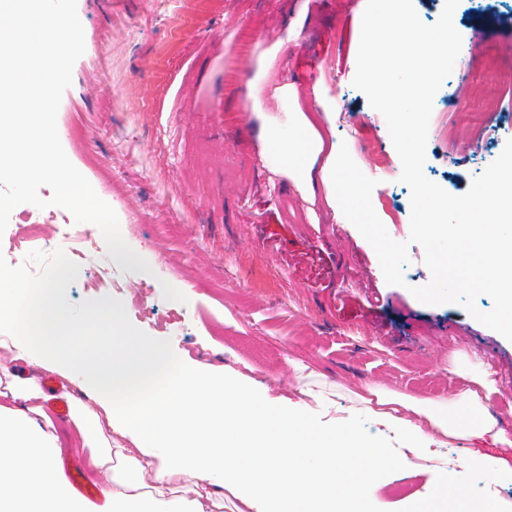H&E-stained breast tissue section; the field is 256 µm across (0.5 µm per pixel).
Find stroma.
Segmentation results:
<instances>
[{"label": "stroma", "instance_id": "1", "mask_svg": "<svg viewBox=\"0 0 512 512\" xmlns=\"http://www.w3.org/2000/svg\"><path fill=\"white\" fill-rule=\"evenodd\" d=\"M367 0H77L85 52L62 96L57 129L71 163L115 211L125 242L149 264L139 273L110 263L109 276L68 255L72 239L102 241L90 223L26 224L17 206L1 237H24L22 256L0 254V274L53 278L60 261L74 271L60 303L73 322L109 304L138 337L163 343L174 363L235 374L266 405L294 408L330 434L356 428L387 449L396 470L366 490L371 512H411L428 498L441 466L472 459L459 496L436 512H463L481 490L512 512V342L457 304L425 305L410 292L429 282L424 249L410 242V190L390 152L376 171L372 204L390 237L408 245L404 285L387 284L372 246L330 206L323 190L306 197L265 154L268 128L288 127L293 85L304 109L316 92L335 98L321 116L326 141L346 143L356 164L385 122L353 87ZM512 12V0H460L455 10L461 60L436 93L425 176L466 192L512 138V89L486 96L479 53L497 49L512 70V29L482 22L476 6ZM268 51L259 58L255 39ZM466 81L470 94L459 97ZM258 111L247 108L250 96ZM485 106L481 129L463 128L454 146L441 133L447 107ZM307 365L319 397L301 393L292 362ZM498 372L483 393L504 440L450 438L428 431L411 444L392 428L370 385L406 399L450 404L472 378Z\"/></svg>", "mask_w": 512, "mask_h": 512}]
</instances>
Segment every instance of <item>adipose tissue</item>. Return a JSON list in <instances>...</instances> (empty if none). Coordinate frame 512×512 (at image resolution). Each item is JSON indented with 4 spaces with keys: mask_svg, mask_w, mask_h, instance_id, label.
<instances>
[{
    "mask_svg": "<svg viewBox=\"0 0 512 512\" xmlns=\"http://www.w3.org/2000/svg\"><path fill=\"white\" fill-rule=\"evenodd\" d=\"M281 94L289 102V128L268 131L269 152L298 188L312 189L318 180L333 199L347 197L341 150L324 149L294 87ZM71 274L61 265L59 281L37 288L18 272L0 277V346L78 381L98 402L94 410L74 400L71 419L90 450L92 473L114 459L123 465L106 492L110 512H204L193 494L206 477L220 478L250 512H350L377 468L389 465L385 450L362 446L357 430L327 436L293 409L267 408L236 377L174 366L166 347L131 335L111 307L91 310L85 328L74 327L57 303L59 282ZM99 325L111 328L118 354L103 356L89 346V330ZM41 396L32 380L16 378L0 403V512H89L58 473L60 438ZM414 411L422 424L390 417L410 442L431 428L480 437L496 426L470 389L459 396L458 420L428 406Z\"/></svg>",
    "mask_w": 512,
    "mask_h": 512,
    "instance_id": "obj_1",
    "label": "adipose tissue"
}]
</instances>
